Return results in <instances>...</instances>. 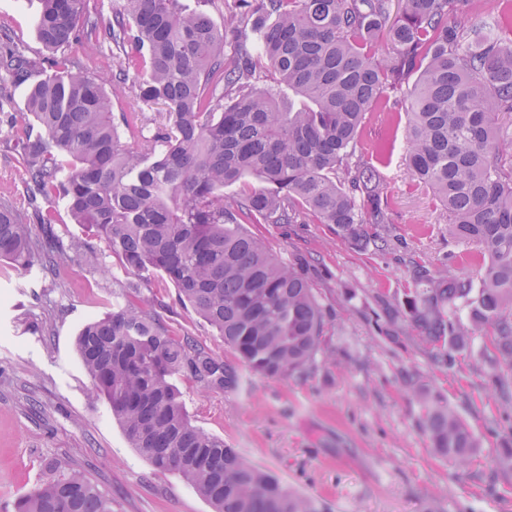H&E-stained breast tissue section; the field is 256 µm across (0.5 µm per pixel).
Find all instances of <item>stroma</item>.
Instances as JSON below:
<instances>
[{
  "mask_svg": "<svg viewBox=\"0 0 512 512\" xmlns=\"http://www.w3.org/2000/svg\"><path fill=\"white\" fill-rule=\"evenodd\" d=\"M41 0H0V31L26 56L46 51L36 34ZM26 89L0 84V196L20 212L31 206L19 178L21 146L13 129L27 122ZM407 102L372 112L357 144L390 143L384 194L392 214L385 250L342 241L330 225L254 224L251 232L278 258L299 263L327 312L321 353L288 377L249 371L222 337L175 301L163 278L140 279L151 312L174 334L187 335L223 357L238 382L221 391L177 376L193 424L223 439L246 462L287 487L320 500L327 512H512V400L497 382L512 369L495 360L484 326L469 308L468 344L451 365L435 363L417 344L416 329L389 322L381 296L416 286L415 269L476 276L473 246L450 239L448 216L415 185L405 165ZM139 115L146 135L163 132L160 105L134 94L112 100L115 122ZM62 268L0 261V512L50 478L58 461L82 471L112 499V512H213L174 473L157 472L128 442L109 402L92 397L91 379L76 350L80 328L102 318L128 280L105 240ZM430 388L469 425L479 446L467 464L438 455L424 431Z\"/></svg>",
  "mask_w": 512,
  "mask_h": 512,
  "instance_id": "stroma-1",
  "label": "stroma"
}]
</instances>
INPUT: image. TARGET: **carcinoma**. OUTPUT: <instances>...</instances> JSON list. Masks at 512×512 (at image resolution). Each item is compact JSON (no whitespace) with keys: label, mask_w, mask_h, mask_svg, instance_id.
I'll return each mask as SVG.
<instances>
[{"label":"carcinoma","mask_w":512,"mask_h":512,"mask_svg":"<svg viewBox=\"0 0 512 512\" xmlns=\"http://www.w3.org/2000/svg\"><path fill=\"white\" fill-rule=\"evenodd\" d=\"M391 2L226 0L221 28L179 0H124L110 18L89 0H42L37 36L51 57L36 63L0 45V82L27 86L26 108L40 128L18 130L33 215L0 198V257L54 276L71 256L91 252V239H104L126 273L169 281L179 303L251 372H302L320 350L324 309L249 225L292 224L305 214L357 245L372 224L373 243L386 244L388 144L370 162L353 155L384 91H405L408 173L448 210V236L476 246L479 277L424 270L423 287L382 302L383 310L410 321L433 358L447 363L468 336L455 312L471 306L511 368L512 143L497 123L512 114V9L476 22L459 11L463 0H399L392 20ZM382 36L390 50L380 57ZM104 43L123 57L110 78L70 57L77 45ZM264 67L277 88L254 86ZM131 68L138 79L129 87ZM127 91L165 107L161 147L136 128L121 141L111 96ZM248 178L257 185L224 195ZM58 204L84 231L66 246L50 219ZM149 305L130 282L77 339L92 396L107 399L132 447L155 470L178 473L214 512H322L192 424L172 378L222 391L237 375L193 338L171 334ZM425 431L439 455L459 464L478 448L437 397ZM15 512H112V498L58 466Z\"/></svg>","instance_id":"1"}]
</instances>
